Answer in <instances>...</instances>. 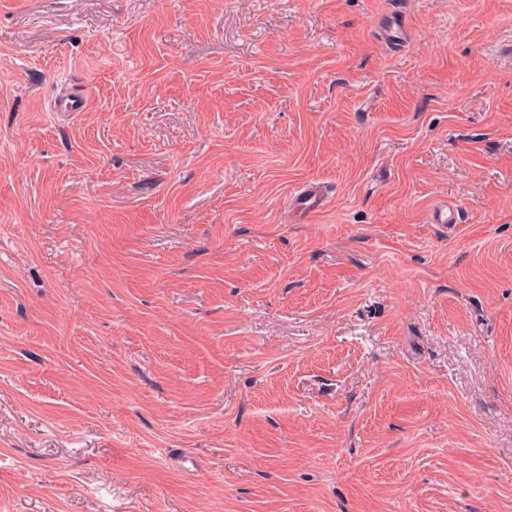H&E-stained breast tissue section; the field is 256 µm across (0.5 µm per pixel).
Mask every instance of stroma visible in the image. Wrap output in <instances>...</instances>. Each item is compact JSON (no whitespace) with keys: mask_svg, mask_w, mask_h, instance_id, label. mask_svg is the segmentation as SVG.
Segmentation results:
<instances>
[{"mask_svg":"<svg viewBox=\"0 0 512 512\" xmlns=\"http://www.w3.org/2000/svg\"><path fill=\"white\" fill-rule=\"evenodd\" d=\"M0 512H512V0H0ZM461 212L462 209L457 200H441L430 208L428 221L432 224H458L461 219Z\"/></svg>","mask_w":512,"mask_h":512,"instance_id":"1","label":"stroma"}]
</instances>
